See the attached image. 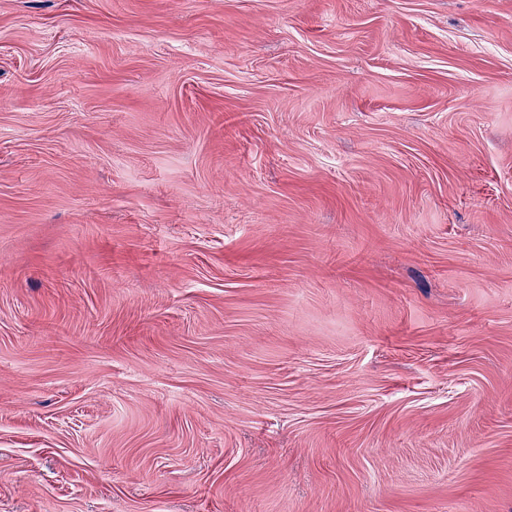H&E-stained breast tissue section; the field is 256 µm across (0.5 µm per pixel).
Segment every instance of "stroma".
<instances>
[{
    "label": "stroma",
    "instance_id": "1",
    "mask_svg": "<svg viewBox=\"0 0 512 512\" xmlns=\"http://www.w3.org/2000/svg\"><path fill=\"white\" fill-rule=\"evenodd\" d=\"M0 512H512V0H0Z\"/></svg>",
    "mask_w": 512,
    "mask_h": 512
}]
</instances>
